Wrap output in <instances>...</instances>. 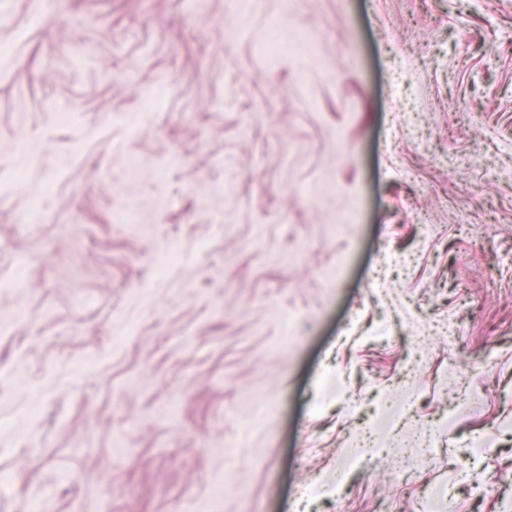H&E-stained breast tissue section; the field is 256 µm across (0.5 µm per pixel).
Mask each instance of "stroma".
I'll list each match as a JSON object with an SVG mask.
<instances>
[{"mask_svg":"<svg viewBox=\"0 0 512 512\" xmlns=\"http://www.w3.org/2000/svg\"><path fill=\"white\" fill-rule=\"evenodd\" d=\"M447 502L512 512V0H0V512Z\"/></svg>","mask_w":512,"mask_h":512,"instance_id":"obj_1","label":"stroma"}]
</instances>
